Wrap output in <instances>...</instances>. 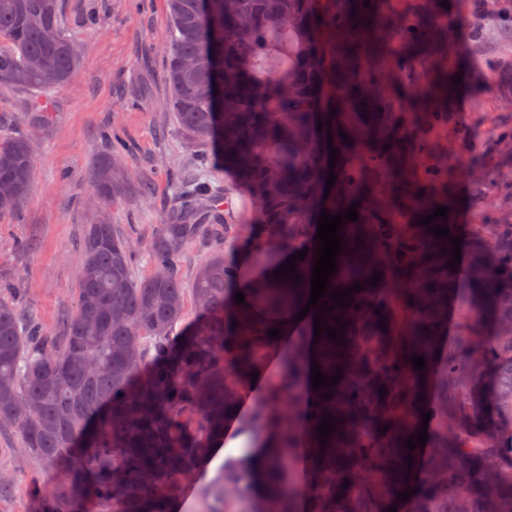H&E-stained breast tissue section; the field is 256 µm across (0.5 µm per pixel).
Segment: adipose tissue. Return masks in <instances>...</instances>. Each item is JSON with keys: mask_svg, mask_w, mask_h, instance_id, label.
Masks as SVG:
<instances>
[{"mask_svg": "<svg viewBox=\"0 0 512 512\" xmlns=\"http://www.w3.org/2000/svg\"><path fill=\"white\" fill-rule=\"evenodd\" d=\"M264 239L262 229H255L250 240L236 249L233 263L238 269V278L233 288L243 294L244 308L250 312L254 321L270 329H280L282 336L288 337L294 335L301 326L313 325L314 318L310 315L301 318L294 313L272 317L257 306L255 297L261 290L281 287L282 282L276 278L275 272L290 258L288 249L283 247L276 251L269 264H258L257 256L265 248Z\"/></svg>", "mask_w": 512, "mask_h": 512, "instance_id": "1", "label": "adipose tissue"}]
</instances>
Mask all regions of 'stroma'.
I'll use <instances>...</instances> for the list:
<instances>
[{
    "label": "stroma",
    "mask_w": 512,
    "mask_h": 512,
    "mask_svg": "<svg viewBox=\"0 0 512 512\" xmlns=\"http://www.w3.org/2000/svg\"><path fill=\"white\" fill-rule=\"evenodd\" d=\"M495 5L469 0L459 19V58L469 79L452 97L450 118L463 121L466 135L441 133L480 169V186L458 180L450 200L451 219L465 231L512 224V146L502 141L512 131V15ZM61 14L80 63L70 84L50 91L51 111H39L37 91H0V137L33 144L31 193L19 213L0 217V294L53 333L74 307L81 235L97 215L94 171L109 152L101 131L125 145L115 164L127 191L105 215L137 246L135 277L150 273L144 250L178 207V191L194 186L198 174L211 187L232 188L234 200L245 194L213 148L200 152L185 139L167 105V0H61ZM142 184L149 196L139 195ZM253 224L238 221V236L221 245L209 236L186 243L184 284L216 249L232 257ZM68 470L22 451L16 430H0V512H41L44 494L64 495Z\"/></svg>",
    "instance_id": "obj_1"
}]
</instances>
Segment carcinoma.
I'll return each instance as SVG.
<instances>
[{"label": "carcinoma", "instance_id": "carcinoma-1", "mask_svg": "<svg viewBox=\"0 0 512 512\" xmlns=\"http://www.w3.org/2000/svg\"><path fill=\"white\" fill-rule=\"evenodd\" d=\"M169 12V104L186 139L217 145L224 168L250 191L242 213L255 206L268 233L290 251L307 250L313 265L322 211L335 216L358 203V220H343L329 289L360 282L362 290L349 307L319 311L336 340H288L244 421L280 436L262 490L248 456L229 459L209 512H512V224L471 225V288L455 287L448 238L430 232L448 220L417 224L438 207L434 192L454 187L448 157L424 163L420 147L448 126L460 73L448 10L428 0H169ZM185 59L195 63L189 73ZM78 64L59 0H0L1 91L53 89ZM32 177L30 140H0V214L20 210ZM95 181L104 202L121 195L112 156ZM221 195L229 191L208 190L212 221L203 224L200 188L179 194L180 207L151 239L152 273L143 279L113 225H85L75 306L57 336L0 295V429L18 430L21 449L49 463H75L68 497H43L42 512H70L74 498L101 512H172L182 476L224 436L225 415L266 367L272 338L234 309L224 254L199 266L190 289L179 273L187 241L220 240L237 218L231 207L213 208ZM295 274L299 283L284 278L260 303L293 309L309 292L308 269ZM187 292L195 314L175 336ZM450 305L458 339L446 349ZM314 363L327 379L342 370L341 379L312 389ZM433 379L442 396L423 403ZM423 411L428 440L410 451ZM327 415L336 429L322 445ZM300 448L310 455L301 482ZM421 452L424 470L408 466Z\"/></svg>", "mask_w": 512, "mask_h": 512}]
</instances>
